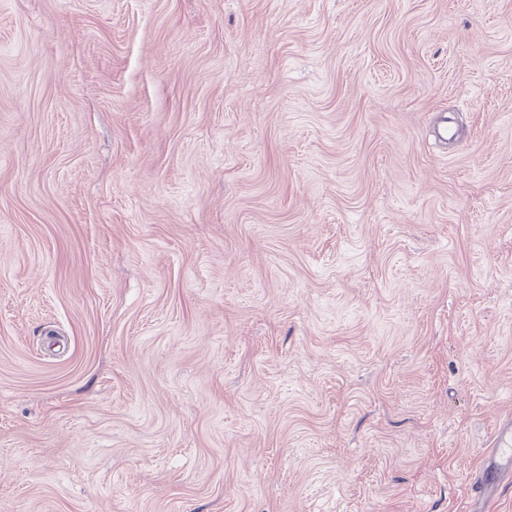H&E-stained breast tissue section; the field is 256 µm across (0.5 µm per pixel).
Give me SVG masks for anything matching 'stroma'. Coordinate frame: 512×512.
Wrapping results in <instances>:
<instances>
[{
  "instance_id": "1",
  "label": "stroma",
  "mask_w": 512,
  "mask_h": 512,
  "mask_svg": "<svg viewBox=\"0 0 512 512\" xmlns=\"http://www.w3.org/2000/svg\"><path fill=\"white\" fill-rule=\"evenodd\" d=\"M510 416L512 0H0V512H464Z\"/></svg>"
}]
</instances>
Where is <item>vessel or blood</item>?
I'll use <instances>...</instances> for the list:
<instances>
[{"label": "vessel or blood", "mask_w": 512, "mask_h": 512, "mask_svg": "<svg viewBox=\"0 0 512 512\" xmlns=\"http://www.w3.org/2000/svg\"><path fill=\"white\" fill-rule=\"evenodd\" d=\"M475 492L467 512H489L490 503L501 486L512 485V420L495 428L483 463L475 475Z\"/></svg>", "instance_id": "obj_1"}]
</instances>
